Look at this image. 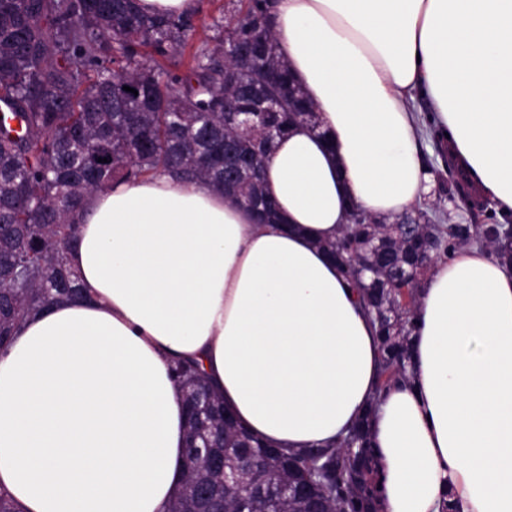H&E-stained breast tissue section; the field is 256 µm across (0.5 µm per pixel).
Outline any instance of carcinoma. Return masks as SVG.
Segmentation results:
<instances>
[{"instance_id": "1", "label": "carcinoma", "mask_w": 512, "mask_h": 512, "mask_svg": "<svg viewBox=\"0 0 512 512\" xmlns=\"http://www.w3.org/2000/svg\"><path fill=\"white\" fill-rule=\"evenodd\" d=\"M238 2L215 43L195 45L193 12L149 14L138 0H0V103L10 108L0 116V336L59 300L84 299L67 250L89 194L157 172L222 189L224 140L261 165L275 144L263 137L265 128L281 137L302 117L316 125L277 49L269 0ZM269 71L277 74L273 84L265 83ZM253 88L277 99L279 109L255 113L250 127L225 124L224 97L251 111ZM235 198L253 211L274 204L261 180H241ZM414 216L418 224L407 232L401 217L388 223L359 213L336 240L322 243L343 259L373 315L381 391L409 379L419 288L409 274L422 240L437 257L481 243L512 266V245L495 237L509 219L444 228L425 211ZM174 373L185 394L202 393L220 410L188 421V433L201 446L219 432L224 447L251 448L255 469L248 492L226 489L223 475L207 467L205 452L187 449L185 482L170 512H183L201 482L221 495L224 512H304L282 488L309 478L333 512H380L381 473L365 426L331 448L279 452L272 476L261 460L268 445L224 423V404L208 390L199 364L181 362Z\"/></svg>"}]
</instances>
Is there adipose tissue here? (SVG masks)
Segmentation results:
<instances>
[{"label":"adipose tissue","instance_id":"adipose-tissue-1","mask_svg":"<svg viewBox=\"0 0 512 512\" xmlns=\"http://www.w3.org/2000/svg\"><path fill=\"white\" fill-rule=\"evenodd\" d=\"M317 112L263 166L279 222L157 173L89 196L68 254L87 293L26 316L0 352V491L20 512H168L199 362L226 412L287 450L370 418L381 512H512V272L474 245L414 309L409 381L379 390L373 317L323 249L352 209L425 202L432 135L512 212V0H270Z\"/></svg>","mask_w":512,"mask_h":512}]
</instances>
